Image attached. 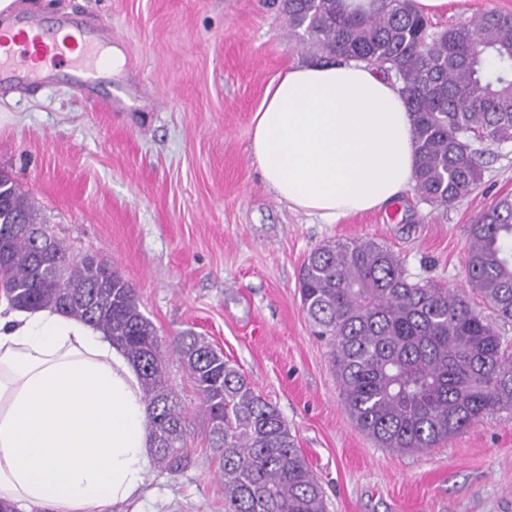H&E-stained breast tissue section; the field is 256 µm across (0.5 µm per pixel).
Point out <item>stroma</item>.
Listing matches in <instances>:
<instances>
[{"mask_svg": "<svg viewBox=\"0 0 512 512\" xmlns=\"http://www.w3.org/2000/svg\"><path fill=\"white\" fill-rule=\"evenodd\" d=\"M47 25L107 20L119 69L96 96L65 70L36 87L0 86V176L74 252L112 262L160 336H206L277 406L321 481L327 512H512V418L492 415L420 452L378 447L346 414L329 347L302 309L300 270L329 240L372 239L408 275L467 290L470 226L512 196V142L485 146L483 184L448 209L408 188L392 205L322 224L265 186L250 155L269 82L309 56L278 0H15ZM512 0H449L444 29ZM127 95L123 110L100 98ZM169 378L187 414L192 459L150 467L147 497L121 512H224L218 456L177 358Z\"/></svg>", "mask_w": 512, "mask_h": 512, "instance_id": "1", "label": "stroma"}]
</instances>
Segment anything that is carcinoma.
<instances>
[{
    "instance_id": "cac0c4a2",
    "label": "carcinoma",
    "mask_w": 512,
    "mask_h": 512,
    "mask_svg": "<svg viewBox=\"0 0 512 512\" xmlns=\"http://www.w3.org/2000/svg\"><path fill=\"white\" fill-rule=\"evenodd\" d=\"M282 0L288 27L317 64L354 59L396 77L414 117V187L446 209L484 177L483 151L512 141V15L485 11L433 31L415 0ZM0 206L21 224H0V294L23 310L53 309L120 345L141 374L158 465L189 466L188 421L168 385L177 356L208 418L219 453L224 512H325L324 490L276 405L204 337L166 341L112 263L74 254L37 222L10 179ZM469 288L494 321L455 290L413 281L374 240L314 247L299 277L303 310L330 347V363L353 426L399 453L432 448L477 420L512 415V348L494 325L512 323V198L500 197L470 226Z\"/></svg>"
}]
</instances>
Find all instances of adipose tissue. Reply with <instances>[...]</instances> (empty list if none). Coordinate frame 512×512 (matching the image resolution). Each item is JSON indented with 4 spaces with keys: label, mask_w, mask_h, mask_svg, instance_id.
I'll return each instance as SVG.
<instances>
[{
    "label": "adipose tissue",
    "mask_w": 512,
    "mask_h": 512,
    "mask_svg": "<svg viewBox=\"0 0 512 512\" xmlns=\"http://www.w3.org/2000/svg\"><path fill=\"white\" fill-rule=\"evenodd\" d=\"M252 123L265 185L324 223L382 209L413 181V116L366 64L287 67ZM152 453L122 348L56 311L0 305V499L19 512H108L143 493Z\"/></svg>",
    "instance_id": "1"
}]
</instances>
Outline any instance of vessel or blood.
Listing matches in <instances>:
<instances>
[{"label":"vessel or blood","mask_w":512,"mask_h":512,"mask_svg":"<svg viewBox=\"0 0 512 512\" xmlns=\"http://www.w3.org/2000/svg\"><path fill=\"white\" fill-rule=\"evenodd\" d=\"M112 46V28L103 21L91 26L70 27L62 23L55 33H47L33 14L0 11V75L23 76L44 84L51 75L42 68L48 60H68L79 88L97 64H111L105 49Z\"/></svg>","instance_id":"b4317fda"}]
</instances>
